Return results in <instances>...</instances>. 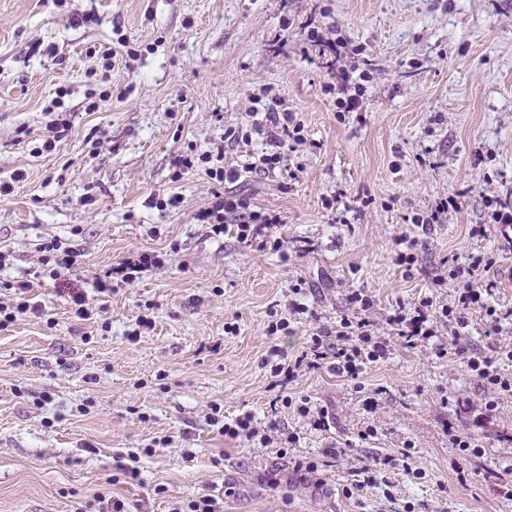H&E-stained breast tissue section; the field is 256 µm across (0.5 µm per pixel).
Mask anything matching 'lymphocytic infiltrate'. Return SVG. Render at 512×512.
<instances>
[{"label": "lymphocytic infiltrate", "mask_w": 512, "mask_h": 512, "mask_svg": "<svg viewBox=\"0 0 512 512\" xmlns=\"http://www.w3.org/2000/svg\"><path fill=\"white\" fill-rule=\"evenodd\" d=\"M252 121L237 132L244 142L260 144L257 162L245 164V171L275 170L283 160L282 149L286 140L301 141L303 128L293 113L279 109L277 100H269L264 108H251ZM238 216L237 236L249 244L262 235L265 229L279 223L278 215L252 209L249 198L234 192H215L210 206L196 214L199 223L209 225L214 236L224 233L226 216ZM491 266L487 255H471L465 262L457 258L448 260V284L454 290L452 303L438 305L433 299H422L413 308H398L390 315L388 323L407 345L434 342L437 357L455 355L466 366L483 392L484 411H495L501 395H512V376L501 372L499 363L512 361V349L498 350L487 355L471 351L468 336L467 315L471 309H481L492 331H499L506 315L492 305L489 296L493 284L486 277ZM350 302L357 308L356 316H341L334 330H321L311 336L301 355L286 363L277 364L275 375L292 381L300 371L329 363L338 375L358 379L369 366L385 361L389 355L385 339L379 335L369 317L373 305L369 296L352 293ZM451 333L449 344L438 343L441 327Z\"/></svg>", "instance_id": "f902f5d3"}]
</instances>
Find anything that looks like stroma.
<instances>
[{"mask_svg": "<svg viewBox=\"0 0 512 512\" xmlns=\"http://www.w3.org/2000/svg\"><path fill=\"white\" fill-rule=\"evenodd\" d=\"M364 63L373 81L337 116L330 87ZM266 88L304 141L247 173L257 147L230 133ZM55 105L71 130L46 152ZM192 148L223 149L234 191L281 217L280 250L242 243L232 217L220 237L197 223L218 185L176 167ZM1 183L0 301L27 280L42 315L0 330V512H97L100 493L170 512L214 489L224 512H512V396L485 414L459 359L388 323L398 306L452 301L435 285L447 258L478 252L492 303L512 311V227L468 235L487 199L512 202V0H0ZM451 194L459 210L413 224ZM403 235L419 242L409 272ZM54 237L79 270L50 276L39 247ZM144 252L164 267L111 275ZM297 283L304 314L289 308ZM76 291L91 319L71 315ZM353 291L371 296L388 359L356 381L325 364L277 386L274 365L355 315ZM285 396L326 410L328 428ZM215 405L275 423L274 444L219 434ZM458 431L482 455L462 459ZM365 465L374 486L351 491Z\"/></svg>", "mask_w": 512, "mask_h": 512, "instance_id": "35a3bbf8", "label": "stroma"}]
</instances>
